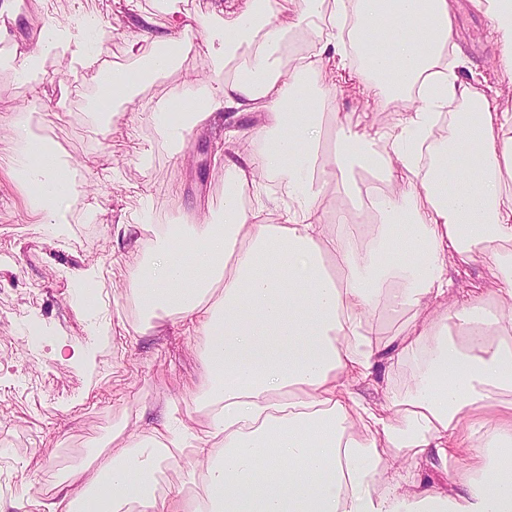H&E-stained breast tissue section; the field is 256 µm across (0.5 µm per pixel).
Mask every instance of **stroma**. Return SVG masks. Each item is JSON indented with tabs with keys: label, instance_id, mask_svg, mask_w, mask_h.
<instances>
[{
	"label": "stroma",
	"instance_id": "1",
	"mask_svg": "<svg viewBox=\"0 0 512 512\" xmlns=\"http://www.w3.org/2000/svg\"><path fill=\"white\" fill-rule=\"evenodd\" d=\"M42 22L95 17L108 31L93 46L94 66L48 57L39 82H19L0 64V157L16 154L11 119L29 113V128L66 158L79 182L63 224L36 226L23 189L0 173V512H46L60 478L78 458L121 446L127 435L167 421L173 434L206 429L210 414L197 399L203 385L198 349L184 324L169 317L137 330L128 271L174 216L175 199L200 219L224 207V171L211 155L249 147L254 117L219 118L188 133L173 150L150 110L171 89L209 77L203 53H191L108 120L91 109L102 66H130L126 40L134 23L126 0H38ZM456 42L463 77H475L512 108V74L490 22L471 0H456ZM337 102L350 123L395 122L407 104H374L346 88ZM154 223L133 224L141 199ZM97 275L76 287L75 272Z\"/></svg>",
	"mask_w": 512,
	"mask_h": 512
}]
</instances>
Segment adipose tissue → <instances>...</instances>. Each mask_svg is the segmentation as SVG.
<instances>
[{"mask_svg": "<svg viewBox=\"0 0 512 512\" xmlns=\"http://www.w3.org/2000/svg\"><path fill=\"white\" fill-rule=\"evenodd\" d=\"M471 2L511 73L512 0ZM454 25L453 0H239L223 18L174 13L130 35L135 64L104 74L97 111L177 67L195 26L224 78L169 94L154 113L164 139L180 145L225 110L258 116L248 155L214 154L218 221L161 227L132 272L143 322L165 311L201 345L211 424L190 439L208 460L204 493L156 494L180 445L161 426L97 451L86 483L60 482L48 512H512V111L461 76ZM87 31L43 27L18 79L38 80L52 54L86 58ZM340 83L417 105L361 131L335 104ZM457 101L433 141L439 107ZM14 125L21 148L0 167L39 223H64L69 168L22 117ZM330 191L353 206L327 215ZM481 252L495 288H455L449 265ZM378 311L408 320L382 339ZM394 370L403 394L364 406L352 382ZM391 448L411 449L415 469L447 466V491L380 488Z\"/></svg>", "mask_w": 512, "mask_h": 512, "instance_id": "adipose-tissue-1", "label": "adipose tissue"}]
</instances>
